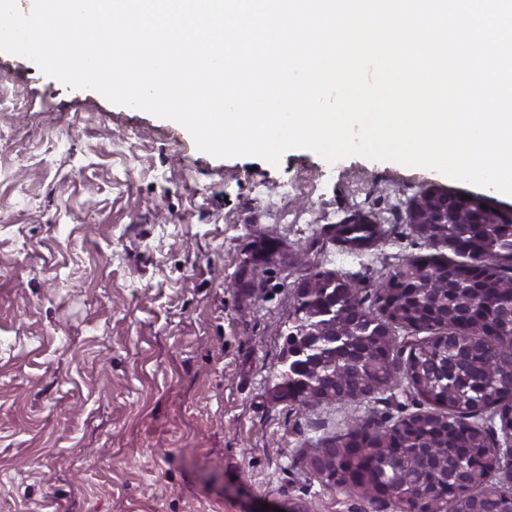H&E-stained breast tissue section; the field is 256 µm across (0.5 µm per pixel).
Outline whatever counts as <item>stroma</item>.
<instances>
[{"label":"stroma","instance_id":"1","mask_svg":"<svg viewBox=\"0 0 512 512\" xmlns=\"http://www.w3.org/2000/svg\"><path fill=\"white\" fill-rule=\"evenodd\" d=\"M429 188L482 192L360 155L217 158L0 51V512H391L296 459L417 397L301 411L271 389L298 283L372 295L427 252L403 219ZM360 214L379 240L342 248Z\"/></svg>","mask_w":512,"mask_h":512}]
</instances>
